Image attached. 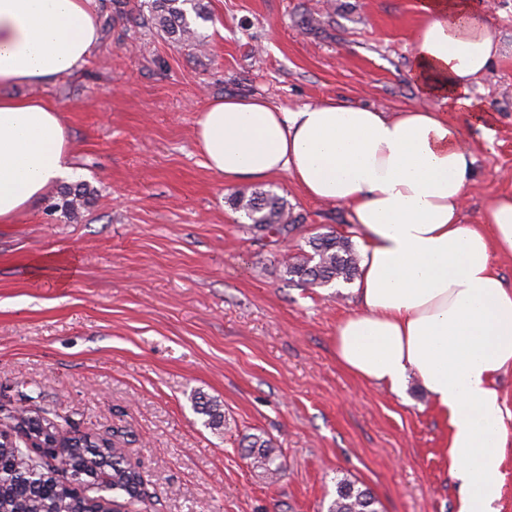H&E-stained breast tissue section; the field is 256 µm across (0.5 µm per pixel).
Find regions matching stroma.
<instances>
[{
    "label": "stroma",
    "mask_w": 512,
    "mask_h": 512,
    "mask_svg": "<svg viewBox=\"0 0 512 512\" xmlns=\"http://www.w3.org/2000/svg\"><path fill=\"white\" fill-rule=\"evenodd\" d=\"M497 52L473 87L486 128L463 221L512 194V0H473ZM140 0H98L100 38L82 67L22 96L51 100L75 146L76 216L50 189L0 224V408L41 405L69 428L130 448L145 502L122 512H327L341 478L380 512H460L445 432L417 378L401 393L337 361L351 285L303 288L283 264L297 239L249 232L233 195L261 188L304 218V235L351 234L346 211L285 174L227 184L194 140L206 103L261 96L294 109L325 97L388 112L418 100L410 78L420 0H202L204 40L133 26ZM224 410L205 427L191 397ZM270 438V482L244 456ZM89 190L86 184H80L75 188H65L60 192L59 201L53 203L51 208L62 210L69 215H75L86 204Z\"/></svg>",
    "instance_id": "stroma-1"
}]
</instances>
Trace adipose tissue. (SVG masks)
Listing matches in <instances>:
<instances>
[{"label":"adipose tissue","instance_id":"adipose-tissue-1","mask_svg":"<svg viewBox=\"0 0 512 512\" xmlns=\"http://www.w3.org/2000/svg\"><path fill=\"white\" fill-rule=\"evenodd\" d=\"M411 76L431 107L385 112L329 97L290 110L260 97L210 101L194 128L205 168L228 183L288 174L309 198L346 208L363 243L336 358L366 383L426 390L445 430L461 512H497L507 444L497 389L512 370V196L478 224L460 213L475 163L463 123L496 47L470 0H421ZM99 39L94 0H0V224L74 175L73 140L50 100L9 95L77 71Z\"/></svg>","mask_w":512,"mask_h":512}]
</instances>
